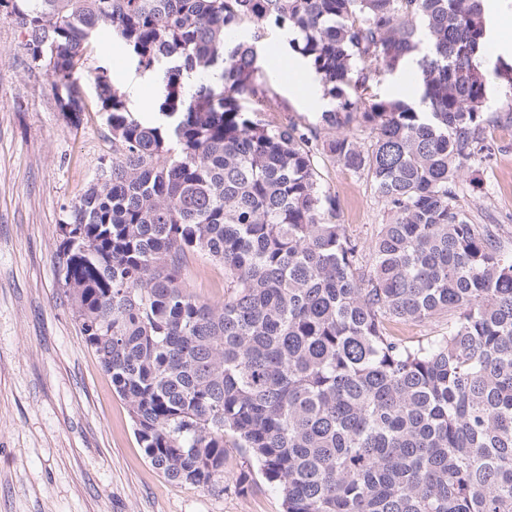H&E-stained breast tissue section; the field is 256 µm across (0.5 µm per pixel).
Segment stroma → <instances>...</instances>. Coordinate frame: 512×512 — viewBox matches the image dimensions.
I'll return each mask as SVG.
<instances>
[{
    "label": "stroma",
    "mask_w": 512,
    "mask_h": 512,
    "mask_svg": "<svg viewBox=\"0 0 512 512\" xmlns=\"http://www.w3.org/2000/svg\"><path fill=\"white\" fill-rule=\"evenodd\" d=\"M247 39L284 62L260 74L270 89L263 119L315 122L281 30L258 26ZM26 40L12 17L0 15V512H284L281 491L244 450L225 448L219 488L174 482L154 468L81 333L58 268L70 207L112 159L96 74L108 69L143 120L141 102L159 95L158 75L141 73L102 31L77 75L84 112L74 125L59 110L50 73L31 66ZM487 136L496 151L478 172L484 192L461 187V203L474 223L497 225L512 241V123L490 126ZM316 166L347 234L370 242L384 210L366 177L325 156ZM189 285L203 300L223 301L224 270L198 258Z\"/></svg>",
    "instance_id": "1"
}]
</instances>
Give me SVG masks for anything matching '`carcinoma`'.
I'll list each match as a JSON object with an SVG mask.
<instances>
[{
	"mask_svg": "<svg viewBox=\"0 0 512 512\" xmlns=\"http://www.w3.org/2000/svg\"><path fill=\"white\" fill-rule=\"evenodd\" d=\"M84 112L76 73L102 29L162 71L164 122L138 120L106 70L112 161L71 206L57 253L81 332L127 402L151 464L224 480V435L285 512H512V247L460 203L492 156L482 0H0ZM272 22L319 77L317 122L260 118ZM420 56L415 99L367 73ZM200 74L189 87L184 72ZM371 137L364 146L362 136ZM363 173L385 222L351 237L314 163ZM198 255L224 301L190 291ZM448 317L439 336L389 325Z\"/></svg>",
	"mask_w": 512,
	"mask_h": 512,
	"instance_id": "obj_1",
	"label": "carcinoma"
}]
</instances>
